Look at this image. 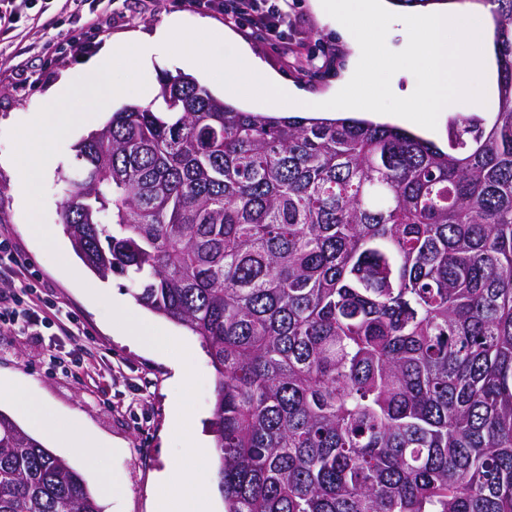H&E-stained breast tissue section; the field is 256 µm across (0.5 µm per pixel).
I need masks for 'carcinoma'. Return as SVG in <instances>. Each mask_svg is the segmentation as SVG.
Returning <instances> with one entry per match:
<instances>
[{
    "label": "carcinoma",
    "instance_id": "carcinoma-1",
    "mask_svg": "<svg viewBox=\"0 0 512 512\" xmlns=\"http://www.w3.org/2000/svg\"><path fill=\"white\" fill-rule=\"evenodd\" d=\"M448 147L245 112L193 77L74 146L85 266L198 336L225 512H512V0ZM0 512H102L0 411Z\"/></svg>",
    "mask_w": 512,
    "mask_h": 512
}]
</instances>
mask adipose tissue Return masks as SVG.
<instances>
[{"label": "adipose tissue", "mask_w": 512, "mask_h": 512, "mask_svg": "<svg viewBox=\"0 0 512 512\" xmlns=\"http://www.w3.org/2000/svg\"><path fill=\"white\" fill-rule=\"evenodd\" d=\"M115 330L141 347L165 348L172 344L171 336L137 315L127 304L112 303ZM8 401L28 424L36 430L51 429L53 435L66 443L68 451L87 467H95L105 449L91 434L79 430L71 421H52L45 401L24 395L10 386H0V401ZM190 446L198 462L194 468H168L156 475L161 492L154 512H213V502L203 463L210 449L199 439H191Z\"/></svg>", "instance_id": "1"}]
</instances>
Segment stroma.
Listing matches in <instances>:
<instances>
[{"mask_svg":"<svg viewBox=\"0 0 512 512\" xmlns=\"http://www.w3.org/2000/svg\"><path fill=\"white\" fill-rule=\"evenodd\" d=\"M169 18L187 27L207 19L217 36L231 29L236 40L248 43L269 69L303 94L302 102L276 108L232 97V104L247 112L314 115L315 104L332 98L359 60L356 46L341 38L337 20L319 14L314 0H294L275 39L224 13L191 6L190 0H94L79 19L64 10L63 0H34L16 19L8 38L0 41V157L12 153L9 131L51 103L49 91L61 77L79 79L104 44H121L133 31L153 33ZM87 133V128L78 127L66 136L57 171L44 181L46 225L60 222L63 197L57 173L73 171L74 146ZM0 204L9 215L7 229L16 250L89 331L101 364L94 371L72 360L63 369L51 364L50 356L71 359L74 353L71 339L53 328L36 335L1 336L0 384L45 400L54 417L74 420L108 447L98 466L117 495L103 500V512H153L156 474L171 465L193 466L188 438L194 431L208 433L215 374L202 343L160 316L156 324L178 341L166 352L141 349L116 335L112 304L100 298L99 290L126 293L127 278L113 275L104 280L86 269L77 278L61 274L57 257L30 237L14 174L2 166ZM176 403L195 416V429L174 422L171 410Z\"/></svg>","mask_w":512,"mask_h":512,"instance_id":"35a3bbf8","label":"stroma"}]
</instances>
